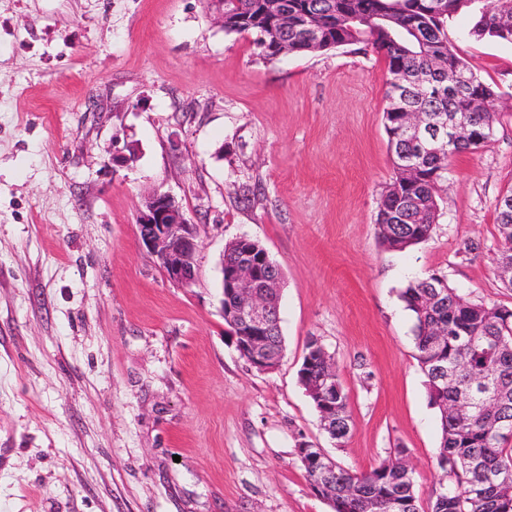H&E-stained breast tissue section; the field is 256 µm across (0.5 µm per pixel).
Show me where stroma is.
<instances>
[{
  "instance_id": "35a3bbf8",
  "label": "stroma",
  "mask_w": 512,
  "mask_h": 512,
  "mask_svg": "<svg viewBox=\"0 0 512 512\" xmlns=\"http://www.w3.org/2000/svg\"><path fill=\"white\" fill-rule=\"evenodd\" d=\"M211 0H0V512H332L299 443L367 471L408 451L439 487L441 430L400 298L444 276L512 306L495 206L512 188V45L448 40L500 95L496 140L458 156L431 237L386 249L394 175L383 57H260ZM199 234L191 285L141 243L148 191ZM280 268L285 352L261 373L221 308L225 246ZM336 361L352 430H321L298 381L309 337Z\"/></svg>"
}]
</instances>
